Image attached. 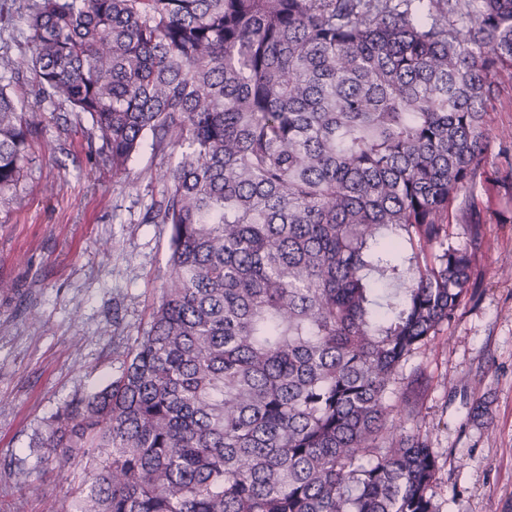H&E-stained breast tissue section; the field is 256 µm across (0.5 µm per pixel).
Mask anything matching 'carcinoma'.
<instances>
[{"instance_id": "cac0c4a2", "label": "carcinoma", "mask_w": 512, "mask_h": 512, "mask_svg": "<svg viewBox=\"0 0 512 512\" xmlns=\"http://www.w3.org/2000/svg\"><path fill=\"white\" fill-rule=\"evenodd\" d=\"M35 95L170 161L149 327L40 442L76 512H440L386 395L475 287L512 0H22ZM37 109L0 82V198ZM468 246L448 245L459 197Z\"/></svg>"}]
</instances>
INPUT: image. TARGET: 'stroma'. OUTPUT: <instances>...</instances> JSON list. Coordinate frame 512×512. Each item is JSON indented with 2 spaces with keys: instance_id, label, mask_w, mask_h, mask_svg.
Segmentation results:
<instances>
[{
  "instance_id": "1",
  "label": "stroma",
  "mask_w": 512,
  "mask_h": 512,
  "mask_svg": "<svg viewBox=\"0 0 512 512\" xmlns=\"http://www.w3.org/2000/svg\"><path fill=\"white\" fill-rule=\"evenodd\" d=\"M17 12L0 30V78L27 80ZM24 176L0 201V512H57L88 474L58 468L34 442L75 394L111 382L143 334L168 258L169 227L144 217L160 200L162 159L144 148L125 173L99 170L90 122L58 124L54 107ZM475 195L487 245L472 293L405 364L420 373L412 415L390 420L438 457L441 512H512V85L488 107Z\"/></svg>"
}]
</instances>
